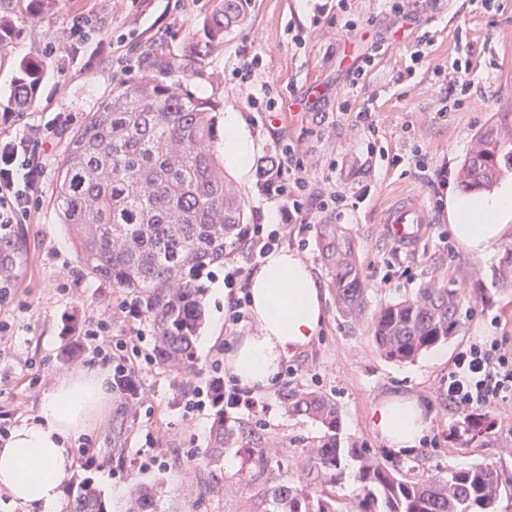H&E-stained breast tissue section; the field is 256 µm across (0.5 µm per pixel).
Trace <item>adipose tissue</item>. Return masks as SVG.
I'll use <instances>...</instances> for the list:
<instances>
[{"label": "adipose tissue", "mask_w": 512, "mask_h": 512, "mask_svg": "<svg viewBox=\"0 0 512 512\" xmlns=\"http://www.w3.org/2000/svg\"><path fill=\"white\" fill-rule=\"evenodd\" d=\"M253 145L238 113L224 115V163L248 171ZM448 228L469 256L490 258L494 245L512 238V177L492 191L453 196ZM249 313L257 328L232 351L228 365L240 386L267 389L282 363L306 349L324 322V292L312 266L287 247L267 253L247 284ZM111 393L99 369L58 377L40 403L36 421L13 426L0 441V495L30 512H55L61 481L72 466L66 448L108 409ZM372 429L390 448L409 452L427 433L416 399L393 396L372 412Z\"/></svg>", "instance_id": "ef3b65f1"}]
</instances>
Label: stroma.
<instances>
[{"label":"stroma","instance_id":"stroma-1","mask_svg":"<svg viewBox=\"0 0 512 512\" xmlns=\"http://www.w3.org/2000/svg\"><path fill=\"white\" fill-rule=\"evenodd\" d=\"M325 2L252 0L245 23L225 35L208 58L206 77L193 82L197 96H216L223 111L240 113L255 161L293 142L303 154L311 192L359 197L358 206L344 213L315 211L309 223L280 227V245L297 250L328 287L321 331L284 363L271 391L256 394L255 408L225 406V421L242 426L246 435L225 448L219 464L207 463L215 408L187 413L185 396L193 387L207 390L213 380H228V368L213 371L211 361L225 362L240 340L256 333L250 320L225 323L232 292L224 277L234 271L237 285L246 284L263 255L253 246L205 270L206 321L196 363L179 375L145 367L138 377L143 404L113 390L111 410L69 446L71 476L90 478L104 495L129 494L136 482H159L164 494L158 512H269L271 489L291 483L351 507L358 494L352 479L345 475L332 484L315 467L312 450L322 444L325 429L286 408L287 399L307 391L336 400L343 446L367 449L405 479L421 481L476 464L512 471V400L463 411L443 391L464 345L495 340L512 351V288L499 287L494 278L505 246H494L488 260L471 258L452 238L443 208L447 190L460 189L463 162L482 131L494 129L502 156H512V0H496L487 10L478 0H417L400 14L386 0H348L343 15L319 13ZM217 4L60 0L51 14L24 20L9 62L0 65L2 92L14 76V60L37 54L46 62L32 107L0 112V140L55 124L44 146L47 173L39 203L12 227L24 251L9 295L0 301L1 427L34 417L57 376L92 363L95 354L86 344L75 359H61L69 325L81 330L110 323L113 335H142L141 350L150 353L148 320L127 310L132 294L81 272L57 215L56 174L70 132L118 86L113 56L139 60L155 45L180 48ZM76 15L92 34L79 51L69 33ZM100 40L111 43L110 53L98 52ZM417 49L424 59L414 65L410 54ZM252 54L261 58L257 82L274 84L280 94L276 111L251 109L247 89L232 77ZM360 68L365 75L356 85L352 78ZM467 77L475 83L464 94L460 84ZM366 107L376 128L368 139L353 125ZM419 151L427 155V168L416 165ZM227 175L245 197L248 224L264 223L267 211L286 207L285 199L256 188L255 171L231 169ZM403 197L421 201L429 214L414 251L397 247L384 233V209ZM320 224L342 225L354 238L370 307L416 297L423 288H446L460 300L456 334L412 361L382 355L366 325L347 324L336 312L331 273L317 243ZM393 395L415 398L429 420L421 444L408 453L387 448L371 427L374 407ZM255 448L262 449V460L252 458Z\"/></svg>","mask_w":512,"mask_h":512}]
</instances>
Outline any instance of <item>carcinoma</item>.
I'll return each instance as SVG.
<instances>
[{"mask_svg":"<svg viewBox=\"0 0 512 512\" xmlns=\"http://www.w3.org/2000/svg\"><path fill=\"white\" fill-rule=\"evenodd\" d=\"M58 2L0 0V63L20 21L49 14ZM250 4L219 0L181 49H147L137 79L116 88L70 135L56 176L60 223L72 235L78 262L91 278L135 294L137 311L152 326L154 362L170 371L196 361L205 317L202 271L248 245L244 196L224 175V145H213L219 103L197 96L192 84L224 34L245 21ZM13 66L6 107L25 112L37 97L45 61L29 55ZM503 175L499 139L487 130L464 161L463 184L488 190ZM318 239L331 269L337 312L350 323L370 316L369 332L386 358L413 360L456 332L460 300L453 291L423 288L416 300L371 312L352 236L338 224H320ZM20 253L11 231L1 233L3 283ZM212 396L217 411L208 462L216 464L244 428L224 423L223 381H213ZM288 410L326 429L315 453L317 468L332 483L349 473L359 494L348 510L328 494L279 484L271 491L272 512H495L501 492L512 490V473L490 465L450 469L425 481L404 479L368 457L366 449L342 446L339 407L322 392L297 396ZM161 489L159 482L135 484L133 512H157ZM61 512H107V505L91 482L72 478Z\"/></svg>","mask_w":512,"mask_h":512,"instance_id":"carcinoma-1","label":"carcinoma"}]
</instances>
